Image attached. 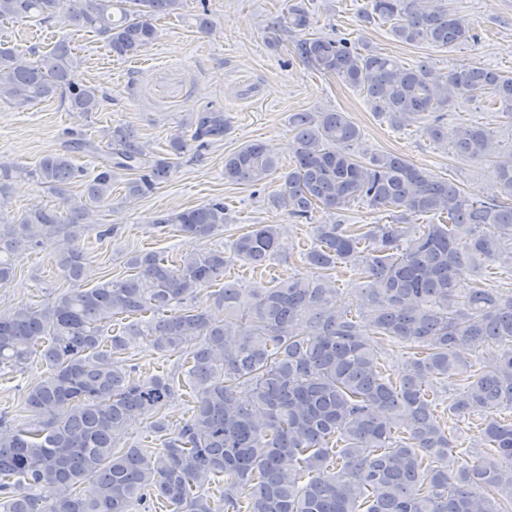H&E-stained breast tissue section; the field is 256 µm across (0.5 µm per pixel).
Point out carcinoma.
Segmentation results:
<instances>
[{"instance_id":"carcinoma-1","label":"carcinoma","mask_w":512,"mask_h":512,"mask_svg":"<svg viewBox=\"0 0 512 512\" xmlns=\"http://www.w3.org/2000/svg\"><path fill=\"white\" fill-rule=\"evenodd\" d=\"M182 0H0V20L62 19L104 37L112 55L133 57L158 37V17ZM366 20L380 19L406 45L448 48L470 28L448 0H368ZM312 14L288 5L277 23L294 35L291 53L318 73L360 89L370 109L395 129L421 132L459 157L492 158L495 195L470 200L393 152L360 155L362 131L337 110L295 112L292 164L271 202L310 224L303 270L274 286L226 285L199 295L231 262L260 268L280 254L281 228L256 224L224 244L173 262L154 252L127 260L130 274L92 288H73L38 306L0 314V372L28 369L33 355L48 368L30 387L27 422L0 421V512H512V291L456 283L477 261L512 279V149L494 153L479 123L448 124L457 99L486 95L512 117V75L462 64L442 73L345 38L310 33ZM55 95L69 108L95 112L106 93L76 76L61 40L27 65L0 48V103L33 106ZM191 138L171 140L178 157L224 141V110L205 104L191 118ZM111 152L83 180L88 200L112 204L117 170L133 172L125 201L169 179L170 158L153 156L132 130L110 135ZM69 148L44 156L33 172L63 194L79 176ZM280 169L263 143L224 158V180L267 186ZM25 169L0 162V286L14 258L43 240L73 244L57 265L80 280L86 260L75 241L87 213L63 219L54 208L5 220L11 182ZM360 201L389 218L340 224L333 217ZM325 213L330 221L313 222ZM444 215L440 224L414 218ZM228 222L212 200L153 220L199 240ZM347 267L363 280L354 313L336 306L333 272ZM224 309L216 321L210 306ZM131 318L106 337L114 319ZM162 353L194 345L181 371L137 377L125 354L138 342ZM403 348L400 365L382 361L379 343ZM471 349L476 359L460 356ZM493 362L481 365L483 356ZM460 378L448 411L460 423L480 421L470 459L448 437L432 381ZM191 390V416L175 427L162 418L177 386ZM143 416L160 447L120 446L128 420Z\"/></svg>"}]
</instances>
